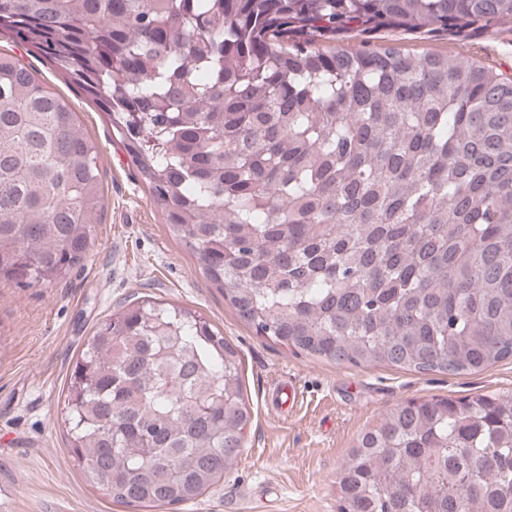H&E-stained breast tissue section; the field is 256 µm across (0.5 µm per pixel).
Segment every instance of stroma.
<instances>
[{"mask_svg":"<svg viewBox=\"0 0 512 512\" xmlns=\"http://www.w3.org/2000/svg\"><path fill=\"white\" fill-rule=\"evenodd\" d=\"M394 43L453 53L512 77V22L461 30L425 26L337 35V48ZM14 55L63 96L100 152L104 213L94 247L70 276L47 286H0V512H144L90 485L69 454L67 382L89 336L135 295L202 313L237 345L252 425L234 470L197 500L153 512H337L338 478L360 434L399 403L432 396L512 393V360L478 372L414 373L317 360L257 336L167 233L147 186L112 133L108 116L72 90L40 56L9 36ZM293 381L291 413L270 387Z\"/></svg>","mask_w":512,"mask_h":512,"instance_id":"35a3bbf8","label":"stroma"}]
</instances>
